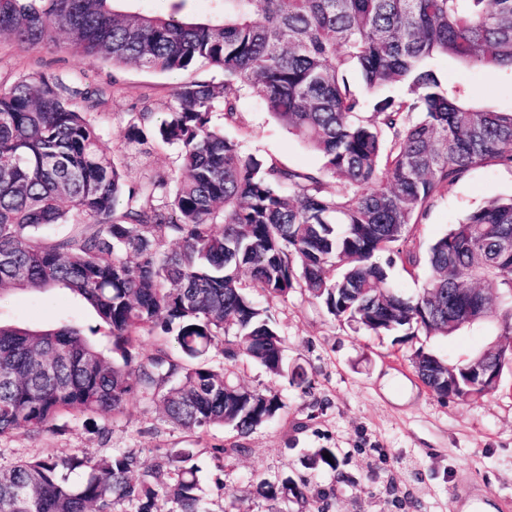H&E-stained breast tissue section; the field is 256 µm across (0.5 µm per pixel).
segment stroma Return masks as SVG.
<instances>
[{"label":"stroma","instance_id":"stroma-1","mask_svg":"<svg viewBox=\"0 0 512 512\" xmlns=\"http://www.w3.org/2000/svg\"><path fill=\"white\" fill-rule=\"evenodd\" d=\"M446 85L461 84L478 100L512 105V81L479 69H463L447 60L436 65ZM35 73H56L101 92L105 103L94 113L104 148L124 156L128 183L150 169L169 170L174 148L151 146L149 153H126L123 133L142 99L165 111L172 91L194 79L185 71L172 76L136 66L115 67L55 48L27 49L0 38V86ZM238 124L225 127L235 139L280 166L315 169L321 156L307 147L255 97L241 99ZM512 196V171L494 167L471 171L439 196L421 224L411 226L419 251L487 198ZM272 313L287 346L289 366H302L312 380L310 392L289 377L273 376L253 363L236 374L249 387L268 388L285 403L270 424L237 438L228 428L198 436L173 426L153 405L130 398L119 419L100 416L95 427L84 417L66 416L49 431L21 430L0 439V464L19 459L71 454L105 456L118 450L140 451L145 465L169 448L196 451L201 493L211 512H266L259 494L264 479L305 476L309 492L324 512H464L468 501L498 512L497 502L512 501V367L504 368L498 390L475 402L442 400L419 379L411 355L424 349L453 361L467 359L494 341L484 324L456 335L400 339L372 336L334 320L306 295L294 292L275 301ZM0 323L32 330L74 324L111 353L112 338L98 326L94 310L62 288L16 289L0 296ZM242 441L239 456L219 458L213 448ZM331 448L338 470H310L305 462Z\"/></svg>","mask_w":512,"mask_h":512}]
</instances>
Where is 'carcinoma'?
I'll return each mask as SVG.
<instances>
[{
	"instance_id": "carcinoma-1",
	"label": "carcinoma",
	"mask_w": 512,
	"mask_h": 512,
	"mask_svg": "<svg viewBox=\"0 0 512 512\" xmlns=\"http://www.w3.org/2000/svg\"><path fill=\"white\" fill-rule=\"evenodd\" d=\"M112 2L0 0V35L29 49L64 36L76 54L117 67L223 78L184 82L168 111L135 113L127 143L147 145L149 129L177 155L175 173L150 170L131 186L101 146L95 91L53 73L0 89V295L68 290L94 309L114 353L106 358L76 325L0 324V438L40 433L67 414L115 420L134 396L187 432L229 426L244 438L283 402L235 382L230 368L253 361L284 373L269 303L296 290L376 336H452L457 305L512 336V251L502 246L512 197L487 199L423 255L407 236L473 169L512 170V109L443 86L434 67L446 58L512 76V0H219L222 14L205 22ZM397 84L403 94H385ZM246 95L320 153L322 167H282L224 137ZM68 223L85 229L39 235ZM422 263L419 295L391 287L392 267ZM158 331L176 354L163 345L141 358V336ZM414 357L435 395L458 393L468 361L450 373L430 352ZM193 456L169 448L147 469L133 449L20 460L0 466V512H207ZM308 466L334 470L336 455L321 448ZM260 491L270 502L307 499L306 483L288 477Z\"/></svg>"
}]
</instances>
